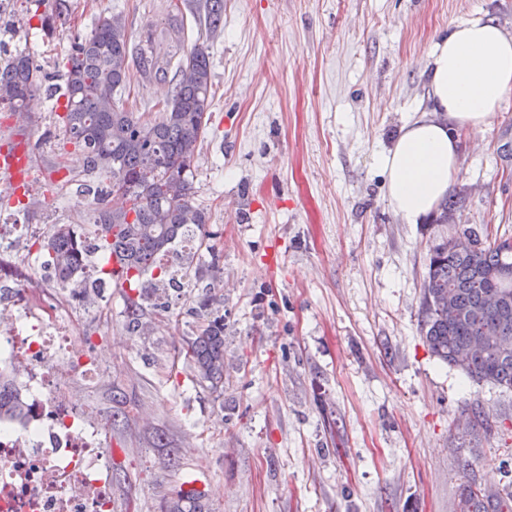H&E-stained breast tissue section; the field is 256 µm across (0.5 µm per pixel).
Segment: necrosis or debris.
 <instances>
[{
  "instance_id": "necrosis-or-debris-1",
  "label": "necrosis or debris",
  "mask_w": 512,
  "mask_h": 512,
  "mask_svg": "<svg viewBox=\"0 0 512 512\" xmlns=\"http://www.w3.org/2000/svg\"><path fill=\"white\" fill-rule=\"evenodd\" d=\"M0 357L27 393L24 424L0 427V512H112V464L104 420H92L69 380L108 373L73 347L56 307L42 306L27 275L13 277L0 309Z\"/></svg>"
}]
</instances>
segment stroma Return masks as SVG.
<instances>
[{
    "instance_id": "obj_1",
    "label": "stroma",
    "mask_w": 512,
    "mask_h": 512,
    "mask_svg": "<svg viewBox=\"0 0 512 512\" xmlns=\"http://www.w3.org/2000/svg\"><path fill=\"white\" fill-rule=\"evenodd\" d=\"M206 0H179L185 46L209 47L212 105L194 191L224 270L223 397L189 381L178 355L197 317L170 293L148 307L157 327L131 335L112 279L58 289L75 348L116 336L111 373L71 386L102 419L123 397L127 423L108 429L114 512H161L199 479L212 512H455L469 480L512 486V390L476 383L434 357L421 335L429 253L446 226L405 223L388 199L381 157L427 103L426 64L452 24L483 15L512 31V0H224L210 32ZM14 0L0 15V61L17 26L51 83L63 85L76 35L119 10L132 40L166 26L169 0ZM23 146L46 189L21 218L0 264L39 281L38 237L93 222L95 183L68 142L65 100L39 95ZM451 191L462 228L512 237V95L485 131L466 135ZM165 447H158V439Z\"/></svg>"
}]
</instances>
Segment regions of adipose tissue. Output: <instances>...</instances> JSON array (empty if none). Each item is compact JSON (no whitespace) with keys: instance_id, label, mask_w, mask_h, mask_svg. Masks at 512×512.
<instances>
[{"instance_id":"1","label":"adipose tissue","mask_w":512,"mask_h":512,"mask_svg":"<svg viewBox=\"0 0 512 512\" xmlns=\"http://www.w3.org/2000/svg\"><path fill=\"white\" fill-rule=\"evenodd\" d=\"M427 80L428 108L382 158L389 201L409 224L446 197L463 156L457 129L481 131L512 94V33L484 16L452 25L431 52Z\"/></svg>"}]
</instances>
